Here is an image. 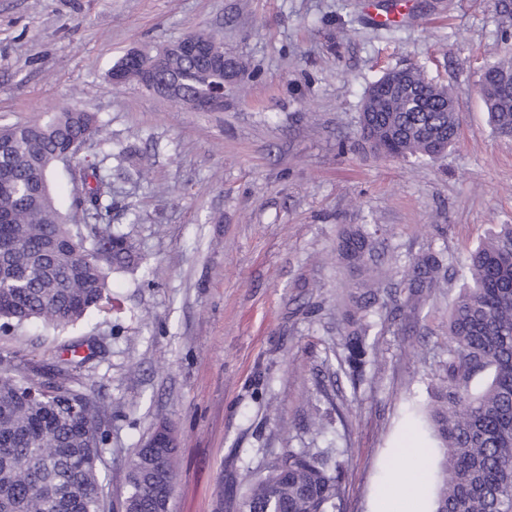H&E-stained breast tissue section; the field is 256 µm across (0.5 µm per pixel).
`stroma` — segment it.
Returning a JSON list of instances; mask_svg holds the SVG:
<instances>
[{
  "instance_id": "1",
  "label": "stroma",
  "mask_w": 512,
  "mask_h": 512,
  "mask_svg": "<svg viewBox=\"0 0 512 512\" xmlns=\"http://www.w3.org/2000/svg\"><path fill=\"white\" fill-rule=\"evenodd\" d=\"M365 0H0V126L66 108L97 113L112 149L132 146L116 180L113 224L138 213L144 263L112 273L111 304L65 330L0 334L50 373L80 343L77 378L110 398L101 476L119 512L127 463L160 421L178 439L171 512H238L244 488L285 448H319L306 428L319 401L344 448L343 512H384L382 486L407 423L445 359L452 274L413 335L380 336L383 367L351 387L330 356L336 300L350 275L342 228L380 224L399 265L447 247L464 263L512 224V138L499 136L477 93L486 60L512 53V0H412L404 24L375 26ZM200 29L253 73L221 112H194L108 74L129 50ZM414 66L453 92L456 143L440 158L385 159L359 137L366 91ZM415 351V363L400 353Z\"/></svg>"
}]
</instances>
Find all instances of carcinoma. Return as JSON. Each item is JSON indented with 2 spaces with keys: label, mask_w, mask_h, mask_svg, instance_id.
Listing matches in <instances>:
<instances>
[{
  "label": "carcinoma",
  "mask_w": 512,
  "mask_h": 512,
  "mask_svg": "<svg viewBox=\"0 0 512 512\" xmlns=\"http://www.w3.org/2000/svg\"><path fill=\"white\" fill-rule=\"evenodd\" d=\"M155 55L121 57L114 69L122 83L173 90L186 105L224 85L223 72L170 55L163 70L146 75ZM496 88L482 95L494 130L512 137V60L485 65ZM410 92L393 112H371L363 103L360 136L383 158H437L434 143L451 147L459 133L448 86L410 67ZM12 146L0 154V330L42 324L64 330L109 300V278L135 270L142 256L132 232L112 229V183L97 165L75 162L67 212L55 203L50 177L57 156L89 138L107 144L94 112L66 109L48 118L0 130ZM381 245L379 226L359 225L338 237L341 262L357 274L340 305L344 338L334 353L352 385L365 365L381 364L374 317L388 307L387 288L397 270L373 263ZM466 285L448 314L447 358L421 407H410L426 438L422 456L440 458L433 512H512V224H503L462 266ZM444 251L417 254L400 274L403 299L393 304L400 322L422 312L445 284ZM47 379L18 363L19 352L0 356V512H106L99 461L101 425L110 403L75 373L88 361L67 348ZM493 371L490 385L470 391L472 378ZM308 428L324 438L331 422L313 404ZM167 448L154 435L135 449L128 470L127 512H158L176 486L177 441L166 428ZM346 449L330 439L323 448H289L269 462L241 497L240 512H341Z\"/></svg>",
  "instance_id": "obj_1"
}]
</instances>
